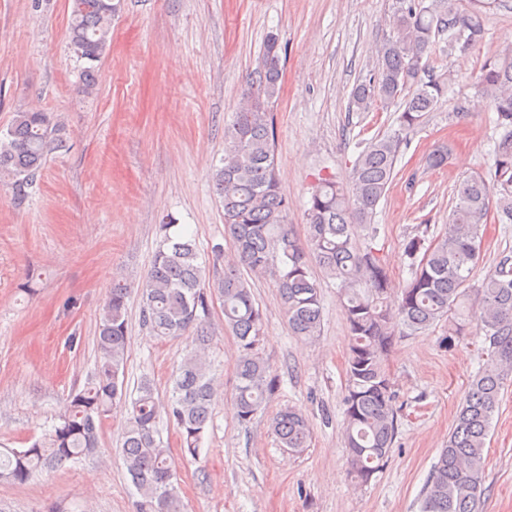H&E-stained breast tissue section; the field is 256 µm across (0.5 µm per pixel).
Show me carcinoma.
<instances>
[{
	"instance_id": "cac0c4a2",
	"label": "carcinoma",
	"mask_w": 512,
	"mask_h": 512,
	"mask_svg": "<svg viewBox=\"0 0 512 512\" xmlns=\"http://www.w3.org/2000/svg\"><path fill=\"white\" fill-rule=\"evenodd\" d=\"M502 0H395L389 31L377 51L372 82L355 85L351 103L359 109L378 98L400 102L398 126L365 143L343 187L322 178L307 201V237L288 224L289 203L277 175L271 108L281 89L279 39L267 36L247 77L243 103L224 128V156L216 190L224 199V234L238 265L224 267L214 288L205 285L196 242L169 234L142 283V322L157 337L192 335L196 347L183 358L165 401L144 382L130 393L122 377L128 354V299L131 288L112 285L97 326V360L85 387L73 393L56 423L26 448H0V481L28 482L45 469L76 463L99 451L103 421L126 408L119 453L136 490L135 512H184L178 479L169 463L160 424L173 425L181 450L197 458L212 422L216 389L207 349V322L213 293L224 310V327L239 344L235 361V407L250 421L279 389V379L259 352L264 316L240 268L272 275L294 336L320 335L322 299L312 267L336 281L351 336L347 365L345 448L351 481L370 482L387 462L397 432L396 392L386 372L395 337L448 323V341L484 338L490 363L474 376L458 410L448 445L426 481L420 512H483L485 448L504 380L512 378V254H503L469 298L480 259L483 228L512 224V43L487 58L473 85L489 99L495 125L504 129L490 156L489 173H475L455 187V205L444 231L424 245H407L411 279L394 288L375 249L361 250L359 227L376 231V208L396 176L407 138L447 97L446 78L424 81L436 35H448V49L467 53L486 35L490 11ZM113 0H71L69 45L84 62L78 92L96 90L97 63L112 41ZM65 126L40 109L14 114L0 134V181L23 201L50 151L66 145ZM422 257H417V254ZM281 447L300 454L309 447L311 426L301 409L288 406L271 420Z\"/></svg>"
}]
</instances>
